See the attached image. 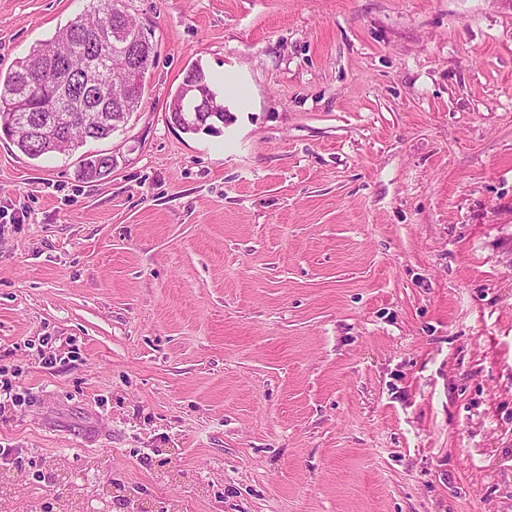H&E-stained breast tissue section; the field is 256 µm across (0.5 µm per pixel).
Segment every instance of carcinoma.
I'll return each mask as SVG.
<instances>
[{
  "mask_svg": "<svg viewBox=\"0 0 512 512\" xmlns=\"http://www.w3.org/2000/svg\"><path fill=\"white\" fill-rule=\"evenodd\" d=\"M122 0H89V9L71 19L54 36L35 46L13 68L0 73V127L19 151L31 159L49 153H73L87 141L112 137L141 106L148 71L157 61V50L133 18L122 9ZM100 29L114 32L113 39L93 47L87 41L89 31ZM99 52V62L107 73L105 90L87 85L88 99L99 101L103 92L119 95L129 88L120 106L103 121L88 129H75L69 137L57 142L47 136L50 118L57 109L54 87L56 61L66 64L77 81L89 56ZM208 97L211 111L194 112V106ZM168 112L171 121L186 133L210 132L214 122L224 121V104L217 101L212 82L202 68L191 67L176 89ZM84 174L89 179H104L112 174V157L100 153L85 156Z\"/></svg>",
  "mask_w": 512,
  "mask_h": 512,
  "instance_id": "carcinoma-1",
  "label": "carcinoma"
}]
</instances>
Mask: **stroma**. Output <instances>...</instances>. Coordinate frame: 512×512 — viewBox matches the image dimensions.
I'll list each match as a JSON object with an SVG mask.
<instances>
[{
	"instance_id": "35a3bbf8",
	"label": "stroma",
	"mask_w": 512,
	"mask_h": 512,
	"mask_svg": "<svg viewBox=\"0 0 512 512\" xmlns=\"http://www.w3.org/2000/svg\"><path fill=\"white\" fill-rule=\"evenodd\" d=\"M86 4L0 0V71ZM123 8L111 176L0 139L9 512H512V0ZM195 64L213 133L167 112Z\"/></svg>"
}]
</instances>
